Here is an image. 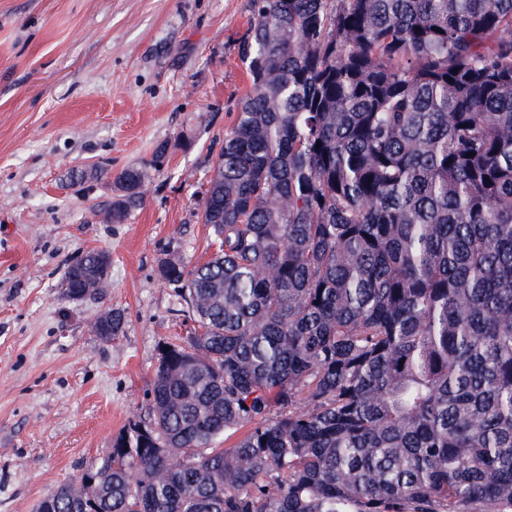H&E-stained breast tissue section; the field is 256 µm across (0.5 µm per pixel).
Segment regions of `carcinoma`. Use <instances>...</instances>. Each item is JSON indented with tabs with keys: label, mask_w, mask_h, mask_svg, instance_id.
I'll return each instance as SVG.
<instances>
[{
	"label": "carcinoma",
	"mask_w": 512,
	"mask_h": 512,
	"mask_svg": "<svg viewBox=\"0 0 512 512\" xmlns=\"http://www.w3.org/2000/svg\"><path fill=\"white\" fill-rule=\"evenodd\" d=\"M249 2L212 251L161 267L193 326L36 512H512V0ZM114 186L120 224L145 174ZM109 279L91 252L61 286Z\"/></svg>",
	"instance_id": "1"
}]
</instances>
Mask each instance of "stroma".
Returning <instances> with one entry per match:
<instances>
[{
    "label": "stroma",
    "mask_w": 512,
    "mask_h": 512,
    "mask_svg": "<svg viewBox=\"0 0 512 512\" xmlns=\"http://www.w3.org/2000/svg\"><path fill=\"white\" fill-rule=\"evenodd\" d=\"M249 18V0H0V512L101 464L191 327L161 266L210 255L200 202L250 89ZM127 168L145 203L106 222ZM98 251L106 300H71L66 266ZM110 307L127 323L106 342L90 325Z\"/></svg>",
    "instance_id": "35a3bbf8"
}]
</instances>
